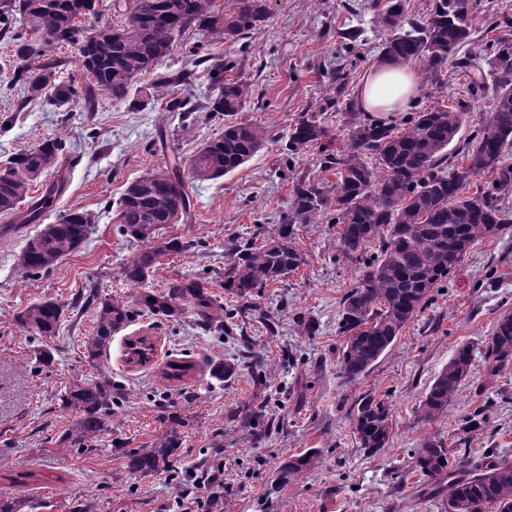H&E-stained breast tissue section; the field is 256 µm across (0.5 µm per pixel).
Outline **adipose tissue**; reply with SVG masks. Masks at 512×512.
Returning <instances> with one entry per match:
<instances>
[{"mask_svg":"<svg viewBox=\"0 0 512 512\" xmlns=\"http://www.w3.org/2000/svg\"><path fill=\"white\" fill-rule=\"evenodd\" d=\"M418 91L415 69L377 64L369 70L359 88L358 104L364 112L389 117L404 111Z\"/></svg>","mask_w":512,"mask_h":512,"instance_id":"obj_1","label":"adipose tissue"}]
</instances>
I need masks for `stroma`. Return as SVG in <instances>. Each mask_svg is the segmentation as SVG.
Wrapping results in <instances>:
<instances>
[{"label": "stroma", "instance_id": "1", "mask_svg": "<svg viewBox=\"0 0 512 512\" xmlns=\"http://www.w3.org/2000/svg\"><path fill=\"white\" fill-rule=\"evenodd\" d=\"M270 19L235 43L209 42L210 58L231 59L234 75L253 91L241 120L266 132V144L250 161L220 179L189 183L194 209L189 223L167 224L159 238L190 242L182 254L161 258L152 276L137 289L127 285L123 265L139 242L123 237L115 206L127 184L148 171L163 169L172 154L193 155L203 140L216 137L223 123L201 118L195 135L181 133V116L163 102L140 105L138 96L116 103L100 95L94 111L64 110L46 101L27 100L11 82L7 62L11 44L0 39V166L15 154L56 135L63 136L70 161L67 188L46 223L71 210L95 213L85 245L49 272L25 275L15 264L36 225L14 230L0 216V498L26 497L47 504V512H67L72 499L87 500L93 512H180L181 490L168 474L135 476L124 452L147 448L163 433L158 407L177 400L180 389H196L201 400L179 406L185 418L179 450L181 466L191 470L211 457L216 429L224 431L221 484L208 492V512H445L444 494L423 482L413 451L428 438L442 440L461 461L487 452L512 461V373L488 376L482 346L499 315L512 311V225L475 244L432 300L403 329L389 354L355 384L340 375V307L357 278L354 265L339 256L338 227L329 217L295 227V245L304 262L281 281L268 284L242 309L223 288L226 248L271 233L290 208L293 188L307 178L323 186L336 181L323 169L324 151L344 149L350 129L338 101L356 98L375 65L384 38L376 0H269ZM166 68L187 71L175 93L206 105L211 92L210 65L186 59L175 48ZM470 69H449L443 80L421 86L409 111L393 120L402 125L410 112L466 97L468 109L456 147L485 124L495 86L484 73V89L464 96ZM314 114L326 128L321 145L288 154V131L302 113ZM180 275L209 277L211 290L225 308L235 310L242 337L218 340L191 319L166 322L140 313L112 339L98 364L85 356V341L95 329L93 309L81 303L96 288L104 296L133 300L139 291L156 293ZM52 299L64 307L55 336L42 337L16 323L28 305ZM311 318L306 334L298 317ZM145 336L155 345L145 366L127 361L129 340ZM476 348L468 378L447 413L421 420L417 407L458 345ZM53 354L50 364L36 360L39 349ZM271 368L264 377L240 369L223 383H210L205 364L233 362L243 351ZM171 361H186L182 380L165 377ZM121 379L127 390L96 450L59 446L72 412L59 398L74 382ZM386 401L394 432L388 448L370 454L360 447L352 415L367 398ZM250 406L263 410L269 433L254 439L235 419ZM479 413L478 425L466 417ZM307 448L321 451L318 466L292 479L276 496L268 481L281 460Z\"/></svg>", "mask_w": 512, "mask_h": 512}]
</instances>
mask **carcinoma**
<instances>
[{
    "label": "carcinoma",
    "mask_w": 512,
    "mask_h": 512,
    "mask_svg": "<svg viewBox=\"0 0 512 512\" xmlns=\"http://www.w3.org/2000/svg\"><path fill=\"white\" fill-rule=\"evenodd\" d=\"M97 0H0V38L12 45L13 82L21 85L27 99L46 98L56 106L84 103L95 109L100 93L124 102L136 80L153 72L169 58L181 35L197 31L217 35L226 42L242 38L269 16L268 0H125V25L103 26L93 33L84 30L79 18L95 12ZM474 0H433L423 17H405L403 0H386L377 24L385 38L378 60L396 66L417 64L424 82L439 81L448 74V63L475 44ZM497 32L484 44L479 59L497 75L488 119L480 132L461 149L462 165H453L448 148L457 139L467 111L465 102L452 107L432 106L410 117L401 128L377 122H351L346 150L324 155V165L336 171L332 189L300 180L294 190L290 212L277 232L263 235L262 242H232L224 264V289L245 304L271 282L296 271L303 258L294 245V226L317 224L325 214L340 225L339 253L356 266V284L342 299L340 332L347 336L340 358L344 380L356 383L367 376L395 346L404 326L431 300L432 292L465 259L474 244L492 238L512 224V166L505 153L512 149V18L490 22ZM76 46L79 66L91 77L78 88L58 81L66 60L51 49ZM232 64L211 66L213 95L206 106L209 118L224 121V132L204 141L190 158L175 156L165 169L146 173L130 182L118 200L119 232L145 245L122 267L123 280L143 285L170 253L180 254L191 243L177 238L157 242L155 234L164 224H177L191 217L192 200L186 180L203 183L217 180L248 162L265 144L267 131L237 121L249 104L250 86L224 78ZM184 73H159L147 97L166 100L173 112L182 113V131L193 134L198 106L188 97H178L174 87ZM325 128L314 115L302 116L288 132L287 150L297 154L317 145ZM376 159L372 166L367 156ZM65 145L61 137L46 138L12 158L0 171V215L18 224H35L50 209L66 186L62 175ZM56 173L40 196H31V186L42 175ZM486 174L492 181L471 191L474 179ZM25 205L19 211V205ZM94 218L87 211H69L54 224H46L17 255V265L27 274L48 271L87 241ZM378 246V252L371 251ZM96 302L95 330L87 337L89 363L107 353L112 336L125 330L137 310L120 298L92 295ZM135 304L166 321L191 315L195 325L211 336L235 335L232 313L224 309L205 278L184 276L170 281L157 294L143 292ZM63 306L54 300L38 301L16 317L19 327L43 337L56 334ZM154 345L139 339L129 347L128 357L138 364L149 362ZM488 374L512 373V313L499 317L484 343ZM473 348L459 346L438 373L417 412L433 420L448 411L462 382L471 371ZM238 369L236 364L213 361L211 379L222 383ZM119 381L105 375L97 381L74 383L61 395V407L74 413L60 443L68 448L91 451L98 446L114 408L124 396ZM261 411L246 413L241 424L258 436ZM168 427L151 447L126 453V467L137 476L170 473L182 488H192L188 475L177 467L183 419L169 414ZM393 429L388 405L369 398L357 408L354 433L365 451L387 447ZM320 451L308 448L284 458L270 484V493L281 492L295 476L314 468ZM419 475L438 489L448 488L446 512H512V462L495 454L473 469L452 463L449 449L435 439L423 441L414 454ZM195 479L212 485L218 473L202 461ZM33 503L23 498H0V512H32Z\"/></svg>",
    "instance_id": "obj_1"
}]
</instances>
